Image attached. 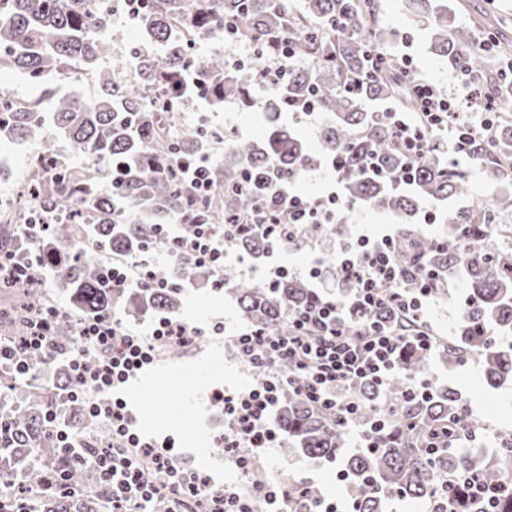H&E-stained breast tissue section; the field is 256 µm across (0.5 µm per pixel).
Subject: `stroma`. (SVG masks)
Listing matches in <instances>:
<instances>
[{
	"label": "stroma",
	"mask_w": 512,
	"mask_h": 512,
	"mask_svg": "<svg viewBox=\"0 0 512 512\" xmlns=\"http://www.w3.org/2000/svg\"><path fill=\"white\" fill-rule=\"evenodd\" d=\"M452 4L458 25L480 33L502 21L506 24L504 36L512 39V0H452ZM379 5L382 25L394 32L393 39L384 44V51L410 53L423 77L447 93L461 95L455 69L429 52L427 32L409 19L403 0H379ZM181 117L188 124H202L227 136L260 140L267 134L263 112L242 107L235 99L225 100L219 109L193 99ZM395 228L388 213L348 203L339 211L329 234L314 238L311 246L302 249L284 246L276 252L274 261L302 274L313 262L325 267L335 262L338 245L347 234L379 237ZM178 316L205 330V337L196 347L161 355L145 367L128 383L124 398L147 439L170 443L182 466L208 475L214 483L230 484L236 481L237 472L225 462L224 451L217 446L224 432V413L214 405L212 394L227 388L247 389L255 374L242 366L222 340L210 337L209 331L218 321L224 322L230 333L243 328L244 323L227 289L206 282L186 288ZM426 373L434 385L455 388L470 412L482 421L480 431L462 437L461 448L485 454L496 447L502 436H512L511 378L491 385L477 363L469 360L451 368L438 354L429 360ZM265 461L279 475L316 479L328 496L340 497L346 492L335 465L306 456L297 447L266 449Z\"/></svg>",
	"instance_id": "stroma-1"
}]
</instances>
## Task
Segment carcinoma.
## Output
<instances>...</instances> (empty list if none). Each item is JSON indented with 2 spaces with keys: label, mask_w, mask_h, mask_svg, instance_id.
<instances>
[{
  "label": "carcinoma",
  "mask_w": 512,
  "mask_h": 512,
  "mask_svg": "<svg viewBox=\"0 0 512 512\" xmlns=\"http://www.w3.org/2000/svg\"><path fill=\"white\" fill-rule=\"evenodd\" d=\"M403 2L407 14L428 20L432 54L469 71L482 91H505L489 58H512L511 40L492 36L490 51H482L475 32L455 24L448 0ZM112 16V0H0V69L18 72L41 88L23 107L14 104L8 90L0 89V141L40 147L30 160L35 178L11 203L0 205V233L32 210L52 212L53 224L40 241L48 253L60 256L52 265L53 286L68 299L52 327L58 346L73 344L76 319L110 317L117 304L124 317L135 320L175 315L183 293L178 278L209 279L191 255L182 253L169 265L151 267L154 279L172 287H114L106 284V265L93 250L102 245L115 255L140 254L158 244L157 225L187 213L189 193L180 174L167 168L169 159L211 155L220 133L183 123L168 111L167 103L197 85L201 99L211 107H221L229 96L248 108L261 106L269 134L261 142L228 140L224 159L210 164L211 193L194 217L222 225L234 215L252 213L254 197L238 187L245 168L262 174L274 167L286 175L337 157L339 180L350 202L383 210L404 225L405 246L394 253L402 269L414 270L422 256L439 278H464L469 305L448 335L435 337V350L450 367L464 355L479 360L490 381L512 376V343L491 348L480 333L488 322L512 333V249L492 250L486 244L492 214L512 219V194L497 197L488 208L452 205L467 194L465 173L452 169L448 153L434 143L416 160L411 185L397 188L379 175L381 170L397 175L406 167L394 126L380 105L417 111L410 78L394 58L384 55L376 67L368 65L367 59L380 51L389 35L379 24V0H299L297 6L273 0H143L137 25L146 39L163 47V55L140 52L135 64L138 80L131 84L102 66L112 50L107 38ZM228 20L251 45L253 57L246 69L255 73L262 68L267 40L274 34L295 39L294 59L302 65L292 66L280 85L259 93L247 84L243 69L226 63L221 53L198 57L195 44L224 40ZM75 69L92 74L94 96L57 86ZM304 99L332 115L319 132L315 155L283 121V110ZM60 139L74 152L88 155L100 177L92 181L86 171L62 164L60 177L43 178L44 162L60 159ZM470 141L468 157L473 163L492 179H512V121L497 123L491 138L476 129ZM118 162L125 164L126 176L114 194L104 186L112 184V165ZM431 202L446 204L440 212L445 228L439 239L415 227L420 210ZM227 246L256 260L269 248L267 240L247 232L233 235ZM224 278L232 282L240 318L271 333L288 332L289 314L313 300V290L294 278L280 280L275 288L228 274ZM47 298V289L27 288L11 311H0V338L19 339L25 310L44 305ZM27 363L23 377L15 376L9 366L0 367V487H22V477L33 473L42 483L62 467L74 492L43 487L31 503L33 512H109L111 503L94 471L57 446L46 419L44 409L62 403L67 391L62 362L34 353ZM52 364L57 365L56 382L39 383ZM398 391L397 384L384 395L367 387L356 391L359 419L384 417L390 420L391 435L381 447L344 462L355 512H385L392 496L424 501L431 512H512V437L503 438L492 455L462 452L454 439L445 448H428L432 431L447 427L460 435L471 433L479 421L452 388L434 389L420 402H406ZM64 408L73 419L71 429L86 432L84 405L68 402ZM280 426L309 457L336 454L344 435L335 416L291 390L283 397ZM475 475L497 490L494 506L464 495L466 481Z\"/></svg>",
  "instance_id": "cac0c4a2"
}]
</instances>
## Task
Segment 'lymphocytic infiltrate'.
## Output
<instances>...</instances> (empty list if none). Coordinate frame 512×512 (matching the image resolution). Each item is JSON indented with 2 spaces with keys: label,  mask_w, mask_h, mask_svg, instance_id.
<instances>
[{
  "label": "lymphocytic infiltrate",
  "mask_w": 512,
  "mask_h": 512,
  "mask_svg": "<svg viewBox=\"0 0 512 512\" xmlns=\"http://www.w3.org/2000/svg\"><path fill=\"white\" fill-rule=\"evenodd\" d=\"M401 64L412 80L420 120L410 122L402 112L390 113L389 118L408 156L420 153L428 137L437 135L443 136L447 152L461 154L471 130H493L494 106H475L468 93L461 97L442 93L420 77L411 59L402 58ZM295 181V176L283 178L269 171L261 206L249 218L225 225V233L251 231L268 239L275 250L284 228L330 223L339 194L331 191L311 200L293 190ZM160 241L166 255L186 251L213 271L224 269V238L212 225H198L193 238L186 239L167 224L161 229ZM394 248L395 240L389 235L378 239L361 235L355 243L343 244L336 256L347 285L342 298L320 296L292 311L288 334L246 328L230 336V343L250 361L256 375L250 389L215 397L224 411L219 442L240 473H249L253 449L285 442L281 428L271 422V413L288 385L279 373L280 364L293 367L301 382L300 393L313 406L334 412L346 434L362 449L379 447L387 423L359 422L360 404L354 395L358 387L367 385L383 393L397 381L404 399L429 396L431 380L402 372L400 362L407 344L431 351L432 337L421 330L404 336L391 330L388 322H381L380 316L385 313L390 320L418 322L442 282L424 266L417 275H407L393 259ZM151 263V255H135L113 263L106 276L119 286L153 288L157 282L149 270ZM46 265L38 253H0V277L13 283L45 286L42 270ZM199 334L198 328L168 315L156 319L146 334L124 329L108 317L82 318L77 322L75 343L58 349L52 342L46 309L36 307L31 311L28 335L10 345L0 344V365L23 375L30 352L65 357L68 400L84 401L88 416L103 420L111 434L108 447L95 454V471L106 487L112 512H142L162 496L187 504L192 512H256L260 502L268 512H340L341 502L327 499L311 479L304 483L305 502L299 508L290 506L287 488L276 481L257 483L249 490L228 486L222 494H208L207 476L183 468L165 448L140 437L119 389L164 348L189 346ZM91 350L96 353L92 360L87 357Z\"/></svg>",
  "instance_id": "lymphocytic-infiltrate-1"
}]
</instances>
